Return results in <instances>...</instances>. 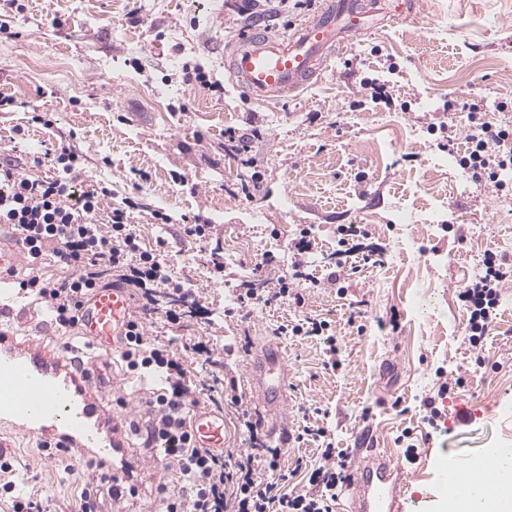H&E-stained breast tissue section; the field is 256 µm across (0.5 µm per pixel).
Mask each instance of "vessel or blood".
Instances as JSON below:
<instances>
[{"mask_svg":"<svg viewBox=\"0 0 512 512\" xmlns=\"http://www.w3.org/2000/svg\"><path fill=\"white\" fill-rule=\"evenodd\" d=\"M386 9H366L359 0H323L316 14L289 36L277 38L269 31L250 29L225 55V69L237 88L260 102L278 100L298 91L324 74L336 48L350 38L383 24ZM25 262L20 239L0 226V338L20 334L35 311L32 304L12 296L9 289ZM132 313L125 289L94 291L79 311V336L100 355L118 350L126 322ZM282 354L270 348L249 372L254 400L277 412L287 401ZM0 417L13 420L17 434L26 435L49 422L60 431L59 442L74 451H93L101 462H109V449L100 447L92 426L93 409L80 390L50 371L40 360L0 355ZM191 430L198 447L224 448V413L195 409ZM499 476L484 458H467L449 464L438 474L439 485L458 501L465 502ZM404 474L391 456L368 449L350 471L345 489V512H396L403 495Z\"/></svg>","mask_w":512,"mask_h":512,"instance_id":"obj_1","label":"vessel or blood"}]
</instances>
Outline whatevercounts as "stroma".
<instances>
[{
	"mask_svg": "<svg viewBox=\"0 0 512 512\" xmlns=\"http://www.w3.org/2000/svg\"><path fill=\"white\" fill-rule=\"evenodd\" d=\"M0 0V147L13 164L45 155L39 173L55 175L46 153L68 146L77 156L75 192L107 187L113 203L133 198L130 222L142 248L159 252L174 280L206 296L209 317H158L148 335L209 341L210 360L185 355L197 403L209 405L232 367L243 403L224 405L233 454L248 447L240 420L250 414L262 435L283 447L280 473L290 493L309 489L322 444L298 440L303 426H324L346 467L360 441L393 456L411 487L401 512H440L433 484L443 461L490 448H512V280L500 288L499 319L481 348L468 341L469 314L457 290L482 272L485 251L512 239V173L495 190L436 156L466 151L464 103L512 102V0H401L402 12L376 32L353 38L329 71L308 88L272 103L249 99L224 68V55L254 18L244 0ZM204 69L213 86L184 84L183 66ZM47 115L48 124L38 123ZM244 136L242 156L225 150V134ZM256 167H247L244 157ZM258 175L255 197L242 180ZM441 201L435 226L401 225L400 208ZM169 216L151 221L152 211ZM210 230L183 232L184 219ZM367 234L339 246V228ZM314 244L301 305L275 302L250 315H228L237 285L275 291L290 268L289 248L302 229ZM500 251V250H499ZM223 261L215 273L214 261ZM345 278L328 286L335 264ZM326 322L319 336L277 334L304 319ZM397 326H390V319ZM16 352L66 362L65 346L93 350L77 332L60 333L37 317ZM282 352L287 415L253 402L248 366L268 349ZM337 348L342 365L326 364ZM483 363H476V356ZM117 389L93 388L109 430L143 425L150 386L114 366ZM453 383L441 392L443 382ZM434 398L435 421L423 402ZM14 440L13 463L41 494L47 512H77L86 457L61 460L43 434L16 436L0 419V439ZM138 489L144 512L171 474L153 465L140 438L113 457Z\"/></svg>",
	"mask_w": 512,
	"mask_h": 512,
	"instance_id": "stroma-1",
	"label": "stroma"
}]
</instances>
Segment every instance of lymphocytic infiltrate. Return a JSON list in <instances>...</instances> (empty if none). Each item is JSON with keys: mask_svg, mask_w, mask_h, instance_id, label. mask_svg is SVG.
<instances>
[{"mask_svg": "<svg viewBox=\"0 0 512 512\" xmlns=\"http://www.w3.org/2000/svg\"><path fill=\"white\" fill-rule=\"evenodd\" d=\"M483 111L479 102L467 107L470 134L467 154L460 162L476 179L499 188L502 171L512 168V130L493 124ZM55 162L62 172L50 177L19 171L7 160L0 162V224L20 229L27 250V272L19 290L42 303L64 332L76 329L77 311L96 289L133 290L138 306L118 357L128 376L139 380L154 376L163 382L149 400L143 437L144 449L172 472L170 484L160 490L159 512H333L338 489L345 482L344 463L337 460L333 446L322 451L323 463L310 476L311 489L297 495L288 494L278 472L281 449L259 438L256 422L245 423L252 447L240 453L235 469H227L223 454L196 446L189 411L196 403L197 386L182 355L209 356L213 350L202 339L174 350L171 343L148 336L145 322L161 313L169 323H179V313L161 304L165 291L180 295L193 309L201 308L202 298L171 279L159 253L141 247L130 224L132 199L111 203V193L104 188L74 197L75 155L60 152ZM102 212L107 215L103 223L98 220ZM49 257L70 269V277L61 281L45 277L41 266ZM482 267V274L458 293L469 313V342L474 347L496 326L500 286L512 278V267L495 254H485ZM85 467L81 512H99L104 493L111 496L113 506L127 512L138 496L135 484L101 462L90 460Z\"/></svg>", "mask_w": 512, "mask_h": 512, "instance_id": "obj_1", "label": "lymphocytic infiltrate"}]
</instances>
